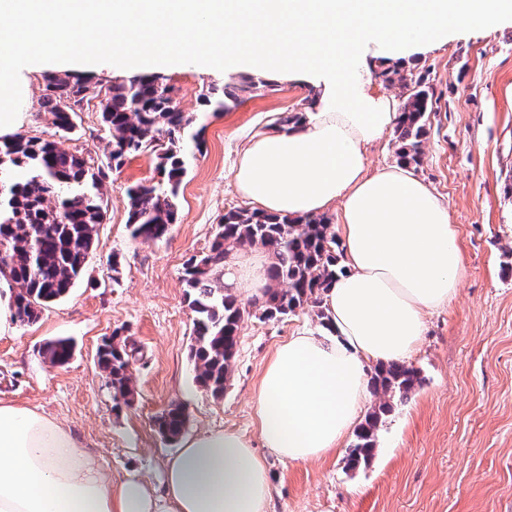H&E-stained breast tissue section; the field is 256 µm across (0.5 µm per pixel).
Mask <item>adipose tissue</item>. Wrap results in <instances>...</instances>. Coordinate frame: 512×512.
<instances>
[{
  "label": "adipose tissue",
  "instance_id": "obj_1",
  "mask_svg": "<svg viewBox=\"0 0 512 512\" xmlns=\"http://www.w3.org/2000/svg\"><path fill=\"white\" fill-rule=\"evenodd\" d=\"M78 22L93 21L94 45L60 42L42 28L30 50L19 21L0 30V137L25 120L20 104L31 70L54 64L91 71L120 58L128 68L185 55L206 64L215 46L238 37L233 64L316 82L304 119L250 139L234 180L260 211L299 218L341 206L346 267L325 303L330 332L301 331L269 360L256 393L269 454L291 463L340 447L369 399L370 364L409 359L428 313L457 294L462 256L448 207L410 166L368 170L366 146L396 122L399 105L376 94L368 54L390 60L429 50L448 35L512 19V0H55ZM161 16L155 37L114 28ZM344 45L334 39L339 24ZM222 280L241 300L269 284L260 258L240 251ZM264 457L240 433L186 437L166 462L161 491L138 476L113 482L59 422L0 402V512H269Z\"/></svg>",
  "mask_w": 512,
  "mask_h": 512
}]
</instances>
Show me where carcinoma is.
I'll use <instances>...</instances> for the list:
<instances>
[{"instance_id": "1", "label": "carcinoma", "mask_w": 512, "mask_h": 512, "mask_svg": "<svg viewBox=\"0 0 512 512\" xmlns=\"http://www.w3.org/2000/svg\"><path fill=\"white\" fill-rule=\"evenodd\" d=\"M88 80L53 76L46 80L39 111L52 116L61 130L74 128L73 115L96 99L102 121L111 135L112 163L129 155L151 152L157 159L159 185H137L128 190V226L133 239L156 240L177 223L175 198L186 173L183 143L191 119L175 105L169 91L144 75L129 82H114L104 92L89 94ZM400 107L394 127L399 160L418 165L422 139L427 134L433 93L422 80ZM204 105L222 112L226 100H237L225 87L209 86L201 95ZM167 142L157 143L155 133ZM103 168L93 158L69 153L55 140L15 135L0 139V276L12 286L13 318L30 324L49 305L62 300L84 273L95 245L96 226L106 212L100 193ZM244 245L268 249L273 263L270 287L261 301V318L281 320L306 306L317 309L320 326L329 327L324 298L336 279L346 273L339 265V242L331 221L323 215L289 219L258 210H231L224 214L209 252L191 258L184 267L189 306L194 313L195 344L191 348L198 383L213 396L224 394L231 372L240 324L250 311L222 286L218 269L227 255ZM128 337L115 335L97 352L100 369L107 373L116 403L129 404L133 396V353ZM42 356L63 366L73 354L70 340L47 342ZM421 384L420 372L406 362L377 364L369 386L379 398L356 432L349 466L357 468L374 455L377 432L392 412L393 402L407 401ZM159 431L171 440L186 425L178 406L156 418Z\"/></svg>"}]
</instances>
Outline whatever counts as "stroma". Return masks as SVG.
<instances>
[{"label": "stroma", "mask_w": 512, "mask_h": 512, "mask_svg": "<svg viewBox=\"0 0 512 512\" xmlns=\"http://www.w3.org/2000/svg\"><path fill=\"white\" fill-rule=\"evenodd\" d=\"M393 71L423 78L433 90L415 172L448 205L465 274L454 301L426 318L410 358L423 382L395 404L374 457L349 468L350 435L318 460L268 456L271 512H512V24L470 29L426 56L375 65L376 92L399 98L401 83L386 78ZM145 72L170 88L192 120L189 133L202 141L186 155L178 222L161 239L132 240L126 189L157 182L155 157L132 155L107 170L106 219L96 227L84 274L37 322L15 321L0 332V401L60 422L113 481L135 473L158 490L181 443L160 434L155 417L177 405L187 414L185 435L231 430L262 450L255 393L264 368L288 336L319 327L315 308L265 320L251 304L224 394L214 397L196 381L193 313L182 279L185 263L207 253L224 213L248 205L233 178L247 142L273 132L280 117L309 111L316 89L279 78L252 90L259 72L204 68L190 58ZM45 83L42 72L29 79L22 133L106 162L111 136L97 103L77 112L73 130L60 131L38 110ZM211 83L238 87V104L207 112L201 94ZM116 332L137 348L127 405L115 403L97 365L98 347ZM56 338L75 345L62 367L40 353Z\"/></svg>", "instance_id": "35a3bbf8"}]
</instances>
